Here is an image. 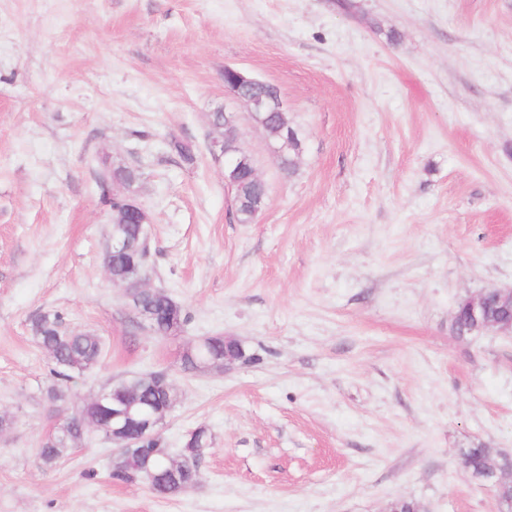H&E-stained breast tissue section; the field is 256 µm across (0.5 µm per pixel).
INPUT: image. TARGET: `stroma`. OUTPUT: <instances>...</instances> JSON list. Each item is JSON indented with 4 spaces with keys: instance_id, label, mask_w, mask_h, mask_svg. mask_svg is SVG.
Instances as JSON below:
<instances>
[{
    "instance_id": "35a3bbf8",
    "label": "stroma",
    "mask_w": 512,
    "mask_h": 512,
    "mask_svg": "<svg viewBox=\"0 0 512 512\" xmlns=\"http://www.w3.org/2000/svg\"><path fill=\"white\" fill-rule=\"evenodd\" d=\"M342 2L0 0V512H498L460 458L512 455V335L460 337L452 317L512 287V0ZM228 66L278 89L302 143L292 178ZM218 110L268 186L249 224L209 147ZM130 160L150 283L188 316L167 337L103 264L98 177ZM55 311L104 343L72 408L137 372L171 377L169 453L213 436L197 486L111 480L94 430L41 468L53 362L31 326ZM218 334L251 362L185 371Z\"/></svg>"
}]
</instances>
